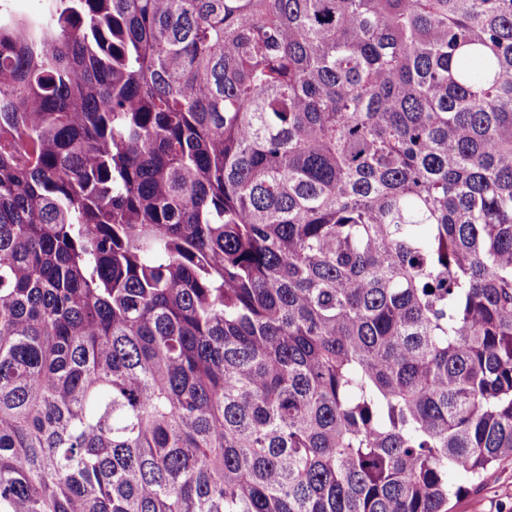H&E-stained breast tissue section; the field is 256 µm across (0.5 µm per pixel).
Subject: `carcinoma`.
<instances>
[{
	"mask_svg": "<svg viewBox=\"0 0 512 512\" xmlns=\"http://www.w3.org/2000/svg\"><path fill=\"white\" fill-rule=\"evenodd\" d=\"M512 457V0L0 4V512H448Z\"/></svg>",
	"mask_w": 512,
	"mask_h": 512,
	"instance_id": "obj_1",
	"label": "carcinoma"
}]
</instances>
